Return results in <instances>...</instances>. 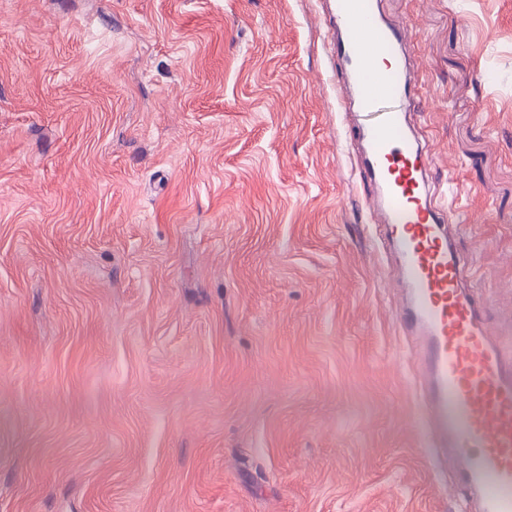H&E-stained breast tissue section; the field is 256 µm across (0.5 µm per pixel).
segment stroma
I'll return each mask as SVG.
<instances>
[{
	"label": "stroma",
	"instance_id": "stroma-1",
	"mask_svg": "<svg viewBox=\"0 0 512 512\" xmlns=\"http://www.w3.org/2000/svg\"><path fill=\"white\" fill-rule=\"evenodd\" d=\"M333 3L0 0V512H465L421 452ZM379 8L512 350V0Z\"/></svg>",
	"mask_w": 512,
	"mask_h": 512
}]
</instances>
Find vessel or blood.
<instances>
[{"mask_svg":"<svg viewBox=\"0 0 512 512\" xmlns=\"http://www.w3.org/2000/svg\"><path fill=\"white\" fill-rule=\"evenodd\" d=\"M375 0H336L344 31L331 53L349 64L367 113L356 138L363 175L376 195L385 237L401 269L405 298L396 311L400 335L413 344L425 452L453 454L456 491L476 512H512V352L488 327L487 296L451 240L455 218L437 200L432 162L410 127L423 101L408 80L403 29L382 24Z\"/></svg>","mask_w":512,"mask_h":512,"instance_id":"b4317fda","label":"vessel or blood"}]
</instances>
